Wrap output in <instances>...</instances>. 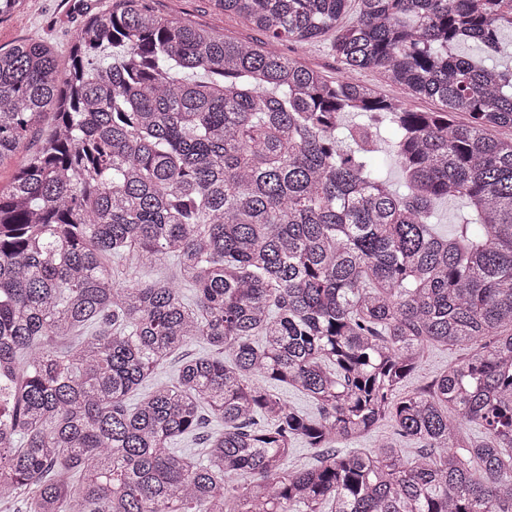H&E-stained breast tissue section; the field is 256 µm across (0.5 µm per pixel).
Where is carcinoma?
I'll use <instances>...</instances> for the list:
<instances>
[{"label":"carcinoma","mask_w":512,"mask_h":512,"mask_svg":"<svg viewBox=\"0 0 512 512\" xmlns=\"http://www.w3.org/2000/svg\"><path fill=\"white\" fill-rule=\"evenodd\" d=\"M213 2L265 40L119 0L63 52L0 49V501L512 512V142L487 134L512 128V66L459 52H501L512 0ZM328 32L335 78L281 49ZM385 127L402 192L372 164ZM449 197L467 214L446 236ZM164 259L172 280L117 281ZM195 341L211 353L143 391ZM433 346L473 354L401 393ZM384 423L375 450H340ZM300 443L316 463L289 469ZM361 79L373 87L381 96L403 101L413 110L431 111L438 108L437 104L431 99L408 96L403 89L388 82L380 72L366 71L362 74ZM461 206V201L456 198H448L439 204L435 222L440 233L449 235L453 232Z\"/></svg>","instance_id":"obj_1"}]
</instances>
